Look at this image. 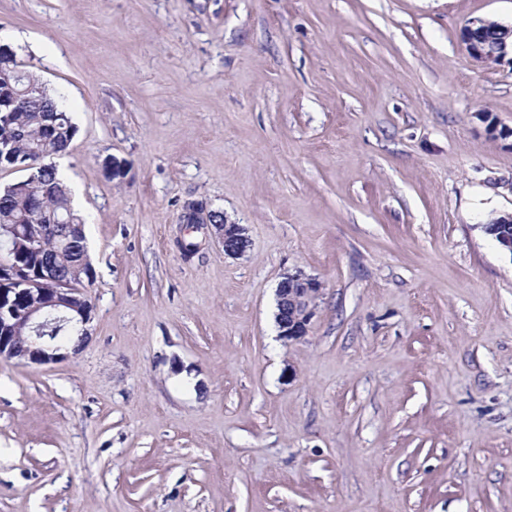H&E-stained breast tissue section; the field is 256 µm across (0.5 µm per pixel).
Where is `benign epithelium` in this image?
<instances>
[{
  "label": "benign epithelium",
  "instance_id": "7a95c632",
  "mask_svg": "<svg viewBox=\"0 0 512 512\" xmlns=\"http://www.w3.org/2000/svg\"><path fill=\"white\" fill-rule=\"evenodd\" d=\"M460 39L468 56L477 65L496 68L507 63L512 66V25L501 23L497 32L490 36L486 18L472 17L462 28ZM181 223L204 227L223 245L224 255L231 258L243 257L251 245L243 225L226 220L218 223L213 213L193 201L183 205ZM13 282L25 288L31 305L22 314L12 308L5 310L0 307V325L12 330L16 337L21 335L23 328H28V336L24 337L27 347L18 352L0 343V356L35 364H49L70 357L71 353L65 351L66 342L58 340L47 350V337L43 336L46 323L67 320L58 310L60 306L74 313L72 320L80 326V332H88L87 303L73 288L70 279L51 274L41 277L21 275L14 277ZM321 290L322 283L301 270L282 277L276 288L275 322L283 340L300 341L308 335Z\"/></svg>",
  "mask_w": 512,
  "mask_h": 512
}]
</instances>
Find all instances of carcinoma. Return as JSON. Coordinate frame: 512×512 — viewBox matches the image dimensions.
Segmentation results:
<instances>
[{
  "label": "carcinoma",
  "instance_id": "cac0c4a2",
  "mask_svg": "<svg viewBox=\"0 0 512 512\" xmlns=\"http://www.w3.org/2000/svg\"><path fill=\"white\" fill-rule=\"evenodd\" d=\"M77 127L72 113L50 94L43 82L24 70L13 53L0 55V137L9 145L0 153V169L23 166L24 180L0 190V226L11 228L13 251L9 263L20 271L39 275L52 265L53 272L76 276L74 288L94 284L96 273L84 261L87 246L84 219L74 209L70 191L63 183L56 156L67 151ZM62 220L57 234L46 239L39 249L20 237L29 224H39L46 215Z\"/></svg>",
  "mask_w": 512,
  "mask_h": 512
}]
</instances>
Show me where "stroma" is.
<instances>
[{"mask_svg":"<svg viewBox=\"0 0 512 512\" xmlns=\"http://www.w3.org/2000/svg\"><path fill=\"white\" fill-rule=\"evenodd\" d=\"M473 16L512 0H0L96 273L79 354L0 357V512H512V67ZM498 21L472 17L461 30L460 39L471 60L483 68H496L505 63L512 66V25L499 23L494 36L487 34L496 29ZM510 56V57H509ZM205 210L193 201L186 202L183 205L181 224H195L204 226L205 233L213 234L224 247L225 256L231 258L243 257L251 245L246 228L242 224L228 222L224 217L223 222H216L214 214ZM322 283L301 270L284 274L276 288L275 322L285 341H300L308 335Z\"/></svg>","mask_w":512,"mask_h":512,"instance_id":"35a3bbf8","label":"stroma"}]
</instances>
